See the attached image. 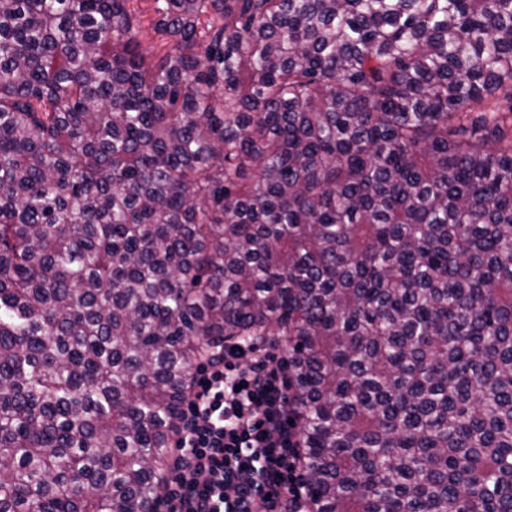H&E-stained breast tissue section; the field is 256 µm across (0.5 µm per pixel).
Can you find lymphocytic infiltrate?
Instances as JSON below:
<instances>
[{
	"mask_svg": "<svg viewBox=\"0 0 512 512\" xmlns=\"http://www.w3.org/2000/svg\"><path fill=\"white\" fill-rule=\"evenodd\" d=\"M247 339L201 359L155 512H309L288 366Z\"/></svg>",
	"mask_w": 512,
	"mask_h": 512,
	"instance_id": "obj_1",
	"label": "lymphocytic infiltrate"
}]
</instances>
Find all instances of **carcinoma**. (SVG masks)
I'll return each mask as SVG.
<instances>
[{"label": "carcinoma", "instance_id": "obj_1", "mask_svg": "<svg viewBox=\"0 0 512 512\" xmlns=\"http://www.w3.org/2000/svg\"><path fill=\"white\" fill-rule=\"evenodd\" d=\"M154 2L0 0V512H152L265 336L310 512H512V0Z\"/></svg>", "mask_w": 512, "mask_h": 512}]
</instances>
